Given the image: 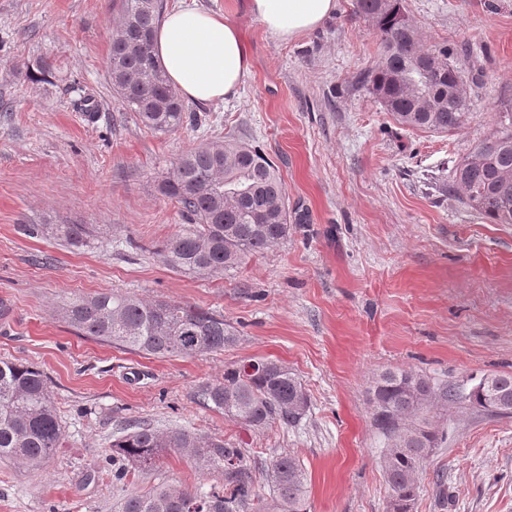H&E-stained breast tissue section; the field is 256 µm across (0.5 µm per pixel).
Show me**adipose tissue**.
I'll use <instances>...</instances> for the list:
<instances>
[{
	"instance_id": "obj_1",
	"label": "adipose tissue",
	"mask_w": 512,
	"mask_h": 512,
	"mask_svg": "<svg viewBox=\"0 0 512 512\" xmlns=\"http://www.w3.org/2000/svg\"><path fill=\"white\" fill-rule=\"evenodd\" d=\"M335 10L336 0H250L252 15L282 41L316 29ZM154 44L171 86L195 102L236 97L250 69L238 28L223 14L196 6L166 10L155 29Z\"/></svg>"
}]
</instances>
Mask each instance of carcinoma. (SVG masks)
Returning <instances> with one entry per match:
<instances>
[{
	"mask_svg": "<svg viewBox=\"0 0 512 512\" xmlns=\"http://www.w3.org/2000/svg\"><path fill=\"white\" fill-rule=\"evenodd\" d=\"M163 0H122L112 33L109 75L113 92L146 127L169 133L193 120L154 53V31ZM355 13L379 38L374 66L359 83L400 125L435 133L459 128L468 98L448 88L463 82L448 46L426 48L404 13L402 0H355ZM491 132L458 161L441 193H461L463 203L492 224H512V112L495 113ZM187 224L158 250L171 270L218 277L288 237V200L276 165L237 140L203 144L184 153L159 184ZM29 236L44 233L79 246L93 236L86 224H25ZM62 318L79 334L160 358L224 350L237 329L209 310L98 292L61 306ZM199 402L248 428L291 425L305 416L311 398L299 377L277 360L256 361L253 372L224 368V380L203 382ZM374 424L387 441L382 457L391 497L388 512H412L418 475L442 439L434 413L468 402L496 416L512 415V374H492L468 389L438 386L426 376L387 370L371 388ZM63 427L50 386L37 368L0 361V460L37 470L60 447ZM185 454L214 482L192 490L160 478L145 490L128 491L115 512H305L308 476L300 459L273 461V496L257 491L256 461L241 445L191 429L160 431L132 421L112 442V483L126 487L132 472L148 473L169 451Z\"/></svg>",
	"mask_w": 512,
	"mask_h": 512,
	"instance_id": "cac0c4a2",
	"label": "carcinoma"
}]
</instances>
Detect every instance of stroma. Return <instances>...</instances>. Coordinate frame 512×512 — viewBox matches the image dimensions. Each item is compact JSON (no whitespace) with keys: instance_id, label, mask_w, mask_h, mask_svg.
<instances>
[{"instance_id":"35a3bbf8","label":"stroma","mask_w":512,"mask_h":512,"mask_svg":"<svg viewBox=\"0 0 512 512\" xmlns=\"http://www.w3.org/2000/svg\"><path fill=\"white\" fill-rule=\"evenodd\" d=\"M195 2L240 29L251 68L236 98L188 102L199 128L164 135L112 93L120 0H0V361L44 373L64 430L39 470L0 461V512H113L112 442L131 420L242 443L264 498L273 460L293 454L308 472L307 512H387L375 378L512 373V224L432 186L512 110V0H404L422 42L447 45L463 70L469 115L448 133L397 124L360 86L377 37L354 0L291 42L248 0ZM43 57L53 82L29 77ZM83 93L98 103L95 122L76 107ZM228 139L275 163L297 218L286 240L224 276L173 272L156 250L184 219L159 183L184 152ZM24 224L102 231L77 247L25 236ZM106 290L215 311L238 340L155 358L79 336L58 316L67 298ZM262 358L304 384L299 422L248 430L198 402V384ZM439 418L447 435L413 512H512V417L457 404Z\"/></svg>"}]
</instances>
